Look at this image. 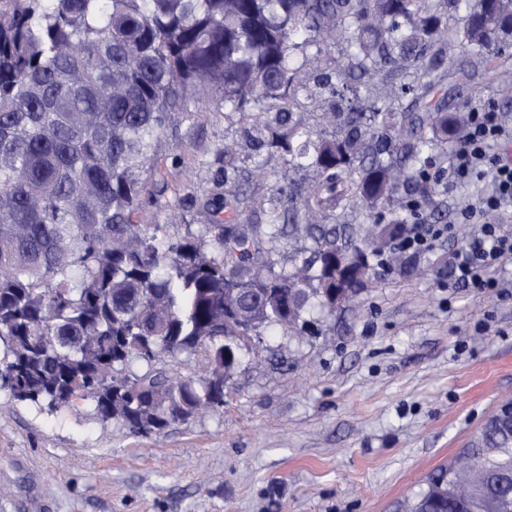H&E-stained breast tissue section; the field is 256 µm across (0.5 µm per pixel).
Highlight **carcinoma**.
<instances>
[{"mask_svg":"<svg viewBox=\"0 0 512 512\" xmlns=\"http://www.w3.org/2000/svg\"><path fill=\"white\" fill-rule=\"evenodd\" d=\"M443 0H0V389L20 402L68 408L134 435L224 407L236 372L225 349L250 354L260 329L296 332L315 301L327 314L378 277L369 256L394 253L408 219L435 204L429 149L471 108L435 98L445 70L488 66L512 48V0H476L452 32ZM345 53L310 74L295 52ZM399 81L363 98L356 75ZM327 91L334 125L312 136L290 103ZM427 101L430 115L400 99ZM214 101L250 116L224 145V182L240 153L282 150L313 172L311 188L270 209L267 223L203 224L170 236L133 216L150 192L164 137ZM402 196L388 224L381 209ZM208 204L239 216V195ZM303 243L291 266L282 251ZM203 351L201 371L165 361ZM502 402L471 447L437 467L407 512H512V427Z\"/></svg>","mask_w":512,"mask_h":512,"instance_id":"carcinoma-1","label":"carcinoma"}]
</instances>
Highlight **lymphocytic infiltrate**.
Instances as JSON below:
<instances>
[{
  "mask_svg": "<svg viewBox=\"0 0 512 512\" xmlns=\"http://www.w3.org/2000/svg\"><path fill=\"white\" fill-rule=\"evenodd\" d=\"M456 184L485 180L489 193L471 200L463 209L465 219H478L476 237L448 258L454 287L493 292L501 283L494 269L512 263V127L500 118L494 105L469 113L463 144L448 154L438 172Z\"/></svg>",
  "mask_w": 512,
  "mask_h": 512,
  "instance_id": "f902f5d3",
  "label": "lymphocytic infiltrate"
}]
</instances>
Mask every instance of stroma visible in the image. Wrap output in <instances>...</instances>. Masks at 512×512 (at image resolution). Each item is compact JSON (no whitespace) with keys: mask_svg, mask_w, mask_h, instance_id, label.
I'll list each match as a JSON object with an SVG mask.
<instances>
[{"mask_svg":"<svg viewBox=\"0 0 512 512\" xmlns=\"http://www.w3.org/2000/svg\"><path fill=\"white\" fill-rule=\"evenodd\" d=\"M448 75V111L512 99L482 66ZM158 153L152 195L136 216L184 237L230 220L212 211L224 143L241 120L209 103ZM245 163L234 185L264 219L312 181L280 154ZM484 183L441 190L426 224H459ZM436 242L417 275L382 273L356 304L312 309L311 333L267 327L224 389V407L133 435L88 402L49 410L0 390V512H404L426 476L475 438L512 399V295L452 288L448 254L474 235Z\"/></svg>","mask_w":512,"mask_h":512,"instance_id":"1","label":"stroma"}]
</instances>
